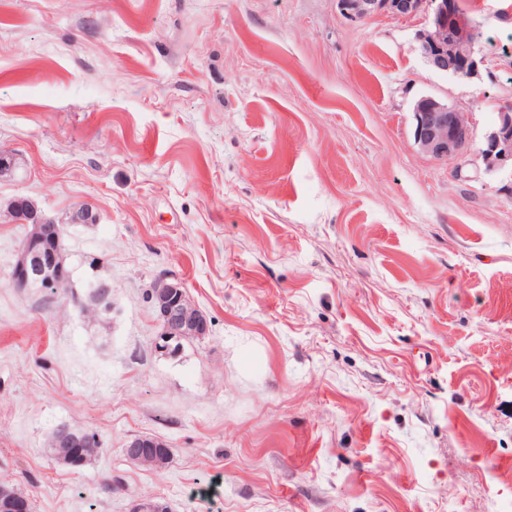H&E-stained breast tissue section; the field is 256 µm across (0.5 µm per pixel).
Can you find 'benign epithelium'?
<instances>
[{
  "label": "benign epithelium",
  "instance_id": "benign-epithelium-1",
  "mask_svg": "<svg viewBox=\"0 0 512 512\" xmlns=\"http://www.w3.org/2000/svg\"><path fill=\"white\" fill-rule=\"evenodd\" d=\"M339 9L355 21L383 14L404 18L421 16L424 27L417 32L420 52L431 69L462 79H481L486 57L477 47L476 30L450 7V0H337ZM414 139L420 150L434 159L457 158L487 176L507 171L512 174V105L496 113L486 129L480 146L472 150L473 125L467 113L459 112L433 96L419 97L413 106ZM16 170V155L0 147V178ZM13 223L25 226L26 233L9 279L13 287L24 290L40 283L45 287H73L74 271L66 261L64 227L67 224H94L97 216L89 207L58 219L46 215L26 197H17L8 205ZM149 299L156 311L160 331L153 340L156 351L174 356L181 341L189 336L207 335L204 316L189 301L182 287L164 278L156 280ZM85 313L96 309L112 312V288L103 280L89 292ZM84 437L68 430L57 434L54 446L79 448ZM154 440L135 437L128 440L124 454L131 462L157 467L160 460L149 453Z\"/></svg>",
  "mask_w": 512,
  "mask_h": 512
}]
</instances>
